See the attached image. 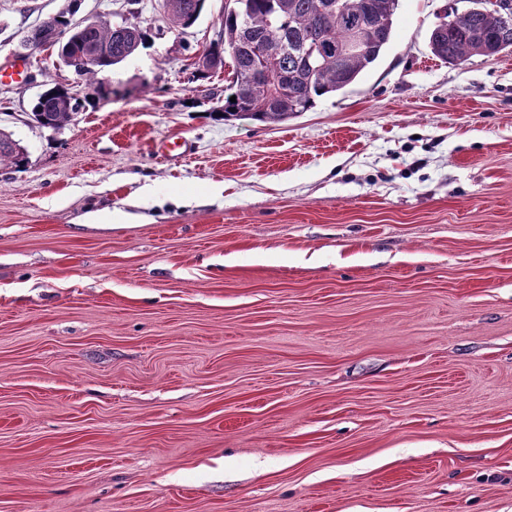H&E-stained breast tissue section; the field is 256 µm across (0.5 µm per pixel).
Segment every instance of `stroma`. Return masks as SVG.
<instances>
[{
    "mask_svg": "<svg viewBox=\"0 0 512 512\" xmlns=\"http://www.w3.org/2000/svg\"><path fill=\"white\" fill-rule=\"evenodd\" d=\"M448 0L286 123L222 121L161 0H0L141 24L104 84L0 83V512H512V52L451 65ZM86 99L55 132L44 85ZM131 214L92 224L89 213ZM29 153L11 133L0 130V168L22 171L29 165Z\"/></svg>",
    "mask_w": 512,
    "mask_h": 512,
    "instance_id": "35a3bbf8",
    "label": "stroma"
}]
</instances>
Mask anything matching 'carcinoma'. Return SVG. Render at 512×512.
Returning a JSON list of instances; mask_svg holds the SVG:
<instances>
[{
  "label": "carcinoma",
  "mask_w": 512,
  "mask_h": 512,
  "mask_svg": "<svg viewBox=\"0 0 512 512\" xmlns=\"http://www.w3.org/2000/svg\"><path fill=\"white\" fill-rule=\"evenodd\" d=\"M459 10L443 9L429 36L436 58L461 65L473 56L512 52V16L488 10L482 0H465ZM206 0H162L169 28L192 27ZM401 0H224L218 39L204 53L224 64L230 58L232 81L223 104L214 108L224 119H248L267 125L288 122L313 109L323 97L355 83L389 45ZM73 12L45 19L24 39L16 54L41 44L57 46L58 55L80 59L96 50L95 62L77 70L89 82L99 81L113 66L134 55L147 40L139 23L88 19L74 25ZM363 33L360 50L350 52L352 32ZM273 72L275 81L262 76ZM236 101H230L231 97ZM85 107V101L54 85L31 105L33 121L60 131ZM29 153L12 134L0 130V168L22 171Z\"/></svg>",
  "instance_id": "obj_1"
}]
</instances>
